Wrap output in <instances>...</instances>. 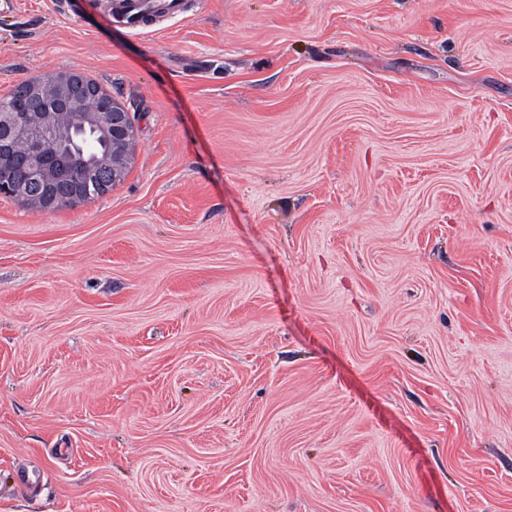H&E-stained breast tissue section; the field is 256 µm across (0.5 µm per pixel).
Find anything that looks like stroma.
<instances>
[{
    "instance_id": "obj_1",
    "label": "stroma",
    "mask_w": 512,
    "mask_h": 512,
    "mask_svg": "<svg viewBox=\"0 0 512 512\" xmlns=\"http://www.w3.org/2000/svg\"><path fill=\"white\" fill-rule=\"evenodd\" d=\"M62 71L137 141L0 195V512H512V0L0 9ZM163 1V2H157ZM164 12L158 13V10ZM116 11L125 20V27L135 33L138 28L153 26L162 18H175L183 12L182 0H120Z\"/></svg>"
}]
</instances>
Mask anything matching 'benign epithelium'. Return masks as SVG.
<instances>
[{"mask_svg":"<svg viewBox=\"0 0 512 512\" xmlns=\"http://www.w3.org/2000/svg\"><path fill=\"white\" fill-rule=\"evenodd\" d=\"M81 81L82 76L77 73H61L50 81H24L29 94L47 104L43 112H20L0 105V194L13 197L30 208L49 212L58 201L55 179L62 177V170L68 167H75L83 174V178L68 187L76 205L86 202L97 187L104 186L105 180L116 184L124 179L133 163L136 141L130 114L118 102L112 104L110 112L85 111L86 99L74 92L75 84ZM60 110L76 116L80 126L95 129L106 144V151L95 155L62 149L47 153L48 144L62 142L57 122ZM17 144L26 148V180L11 175L18 159L14 153Z\"/></svg>","mask_w":512,"mask_h":512,"instance_id":"obj_1","label":"benign epithelium"}]
</instances>
